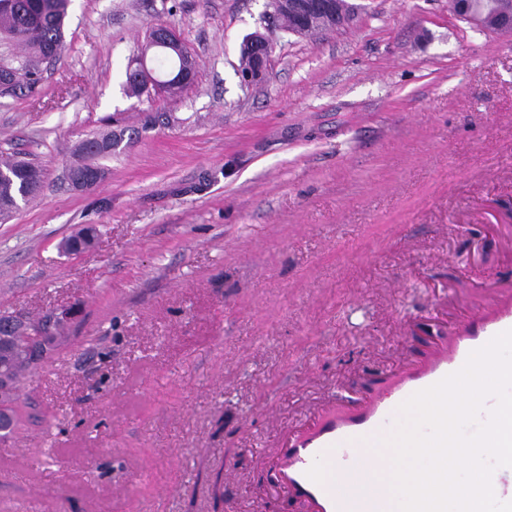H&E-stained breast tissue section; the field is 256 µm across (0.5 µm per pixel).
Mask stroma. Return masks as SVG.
Returning <instances> with one entry per match:
<instances>
[{"label": "stroma", "mask_w": 512, "mask_h": 512, "mask_svg": "<svg viewBox=\"0 0 512 512\" xmlns=\"http://www.w3.org/2000/svg\"><path fill=\"white\" fill-rule=\"evenodd\" d=\"M351 2L353 26L269 32L246 86L267 0H71L64 56L0 96V150L47 174L0 223V313L81 307L0 441V512H307L270 483L289 434L512 289V35ZM155 23L198 62L175 103L124 94ZM145 112L177 122L71 189L67 143ZM250 58V64L244 72L239 70L241 82L244 85L261 80L267 70L273 45L270 38L260 32H256L247 43L244 44Z\"/></svg>", "instance_id": "obj_1"}]
</instances>
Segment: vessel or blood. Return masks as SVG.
<instances>
[{
    "mask_svg": "<svg viewBox=\"0 0 512 512\" xmlns=\"http://www.w3.org/2000/svg\"><path fill=\"white\" fill-rule=\"evenodd\" d=\"M510 329L512 300H507L505 289H494L471 310L447 352L426 366L407 371L387 393L365 405L289 435L277 481L314 506L316 512H393V502L384 495L363 496L341 490L336 475L352 471L365 476L385 466L387 450L378 440L394 429L399 406L414 393L461 369L472 351Z\"/></svg>",
    "mask_w": 512,
    "mask_h": 512,
    "instance_id": "b4317fda",
    "label": "vessel or blood"
}]
</instances>
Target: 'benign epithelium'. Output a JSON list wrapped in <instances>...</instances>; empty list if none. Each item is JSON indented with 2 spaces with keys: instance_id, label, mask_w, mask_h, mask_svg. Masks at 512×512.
<instances>
[{
  "instance_id": "benign-epithelium-1",
  "label": "benign epithelium",
  "mask_w": 512,
  "mask_h": 512,
  "mask_svg": "<svg viewBox=\"0 0 512 512\" xmlns=\"http://www.w3.org/2000/svg\"><path fill=\"white\" fill-rule=\"evenodd\" d=\"M470 0H450V9L455 16L464 20L474 28L483 29L491 25L492 29L500 34L512 35V14L495 16L488 21L486 16L474 11L469 6ZM269 10L266 14L267 26L277 30L279 26L275 21L288 18V33L306 35L313 32L312 17L317 15L324 24L336 27H348L356 18L355 7L348 0H268ZM151 40L155 49L169 55L177 52L185 54L188 48L179 36L164 24L154 26ZM250 58L246 70L239 73L241 82L250 85L261 80L267 70L273 45L270 38L260 32L255 33L244 44ZM140 74L147 83L149 92L164 91L170 87V80H162L155 75V70L149 65L147 57H138L135 66L129 68Z\"/></svg>"
}]
</instances>
